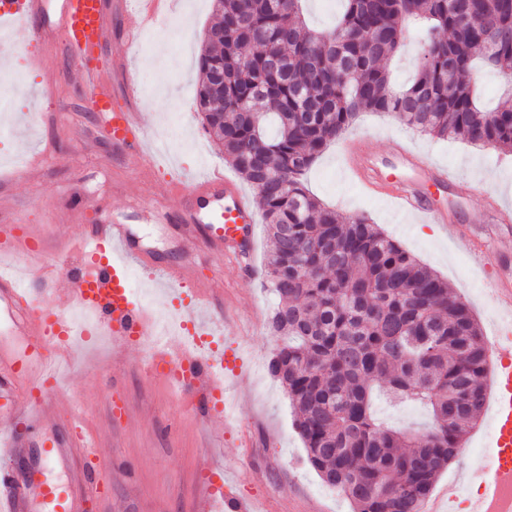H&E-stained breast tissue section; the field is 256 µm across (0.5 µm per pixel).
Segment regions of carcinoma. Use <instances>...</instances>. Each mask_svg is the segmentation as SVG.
<instances>
[{
	"label": "carcinoma",
	"mask_w": 512,
	"mask_h": 512,
	"mask_svg": "<svg viewBox=\"0 0 512 512\" xmlns=\"http://www.w3.org/2000/svg\"><path fill=\"white\" fill-rule=\"evenodd\" d=\"M196 106L224 160L257 191L266 224L269 371L296 410L321 480L353 512H420L483 413L487 347L448 282L365 216L325 206L305 177L362 112L512 153V91L479 97L484 69L512 70V0H343L336 26L302 0H211ZM426 61L397 88L385 61L405 35ZM383 390L423 404L422 433L384 428Z\"/></svg>",
	"instance_id": "carcinoma-1"
}]
</instances>
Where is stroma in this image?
Instances as JSON below:
<instances>
[{
	"label": "stroma",
	"mask_w": 512,
	"mask_h": 512,
	"mask_svg": "<svg viewBox=\"0 0 512 512\" xmlns=\"http://www.w3.org/2000/svg\"><path fill=\"white\" fill-rule=\"evenodd\" d=\"M138 2L129 0L128 12L108 31L100 66L119 91L128 75H135L136 112L153 101L165 111H181L177 152L160 162L155 175H133L124 151L105 132L103 115L84 111L69 54L57 47L52 80L44 81L36 67L26 77L12 76L18 102L0 105V134L10 142L0 159L15 161L21 139L47 155L33 168H0V225L34 224L49 240L63 241L76 234L78 224L106 216L129 225L143 247L166 262H181L184 252H193L195 278L215 277L221 284L205 318L236 350L242 374L224 380L229 399L237 403L234 418L199 421L164 379L147 375L142 346L116 351L111 343L92 341L68 348L72 367L58 391V415L83 418L93 435L97 459L90 467L100 493L87 512H195L197 484L211 475L223 477L225 493L254 500L267 512H352L346 497L326 486L308 464L293 407L268 372L277 340L267 330L276 298L266 284L265 225L256 226L253 271L246 276L234 259L192 249L177 224L136 203L140 196L155 197L168 211L178 212L181 200L171 193V184L202 178L214 169L232 172L195 104L197 59L214 21L211 0H173L164 26L144 29L122 67L113 56L125 30L138 26ZM356 137L373 159L390 158L406 140L429 165L454 172L458 183L445 197L448 225L419 224L385 196L366 192L347 170L344 146ZM307 186L346 214L368 215L447 280L480 325L486 345L505 335L489 282L497 267H512V154L491 147L476 152L465 141L434 139L394 117L365 112L325 150ZM492 198L510 206L505 219L489 209ZM79 200L96 202V211L77 214ZM479 243L497 258L496 266L481 274L470 263V250ZM490 433L487 418L472 425L464 437L467 454L439 474L432 497L466 471L489 464Z\"/></svg>",
	"instance_id": "stroma-1"
}]
</instances>
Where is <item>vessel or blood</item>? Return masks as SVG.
<instances>
[{
	"label": "vessel or blood",
	"mask_w": 512,
	"mask_h": 512,
	"mask_svg": "<svg viewBox=\"0 0 512 512\" xmlns=\"http://www.w3.org/2000/svg\"><path fill=\"white\" fill-rule=\"evenodd\" d=\"M48 0H0V23L14 25L19 34L44 43L62 42L86 91L85 109L106 116V132L122 148L129 168L135 173L152 169L137 113L112 107L117 93L103 78L101 68L91 60L99 52L108 32L109 16L102 0H63L57 22H49ZM397 168L428 170L436 193L447 192L457 179L446 168H426L422 156L408 147L397 152ZM386 165L367 159L352 166L351 172L368 189H383L387 198L415 214L422 223L444 224L448 213L427 197L419 183L387 179ZM172 190L182 199V223L191 225L194 244L224 253L238 262L250 259L255 240L256 212L236 184L221 173H213ZM223 201V211L213 204ZM77 260L66 268L54 262L45 236L14 224L0 225V253L18 254L46 281L47 287L27 300V288L17 276L0 269V512H85L93 487L84 471L71 468L74 456L89 457L94 445L83 433L80 421L68 424L63 438H47L57 416V392L50 382L52 360L75 333L74 325L59 304L93 312L114 345L139 344L154 322L147 309L133 305L129 296L127 262L158 274L162 287L178 285L192 292L195 305L182 318L199 332L207 326L197 303L211 296L216 285L191 274L190 263L178 267L157 263L138 249L127 225L106 219L84 225L77 239L70 241ZM67 280L64 301H57L52 289ZM503 297L501 317L512 324V275L500 272L494 281ZM167 373H180L188 409L209 418L218 407L215 400L221 384L214 373L213 359L188 350L181 338L166 343L153 359ZM487 375L492 393L486 406L493 430L491 463L468 473L465 481L450 485L449 502H462L466 512H512V340L502 343L497 361ZM68 471L65 489L43 480L44 471ZM476 496H467L468 486ZM201 512H251L248 500L225 495L222 486L204 482L198 491Z\"/></svg>",
	"instance_id": "obj_1"
}]
</instances>
